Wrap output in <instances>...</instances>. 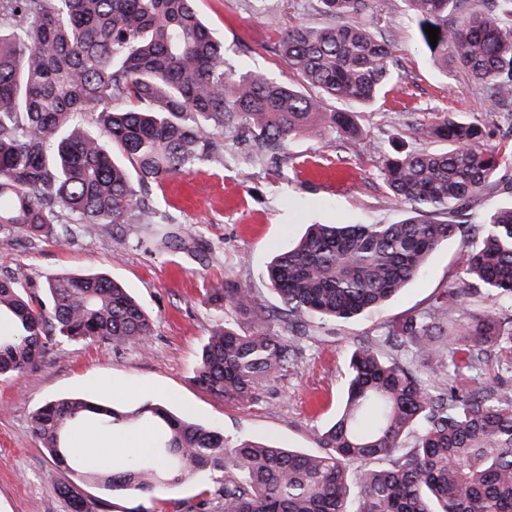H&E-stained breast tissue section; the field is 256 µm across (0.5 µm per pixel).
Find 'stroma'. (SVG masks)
<instances>
[{"label": "stroma", "instance_id": "stroma-1", "mask_svg": "<svg viewBox=\"0 0 512 512\" xmlns=\"http://www.w3.org/2000/svg\"><path fill=\"white\" fill-rule=\"evenodd\" d=\"M204 21L224 38V56L241 70L259 69L283 83L299 76L280 53L282 35L299 25L326 24L318 0H196ZM388 41L402 73L384 99L354 112L361 129L347 137L329 128L292 139L284 154L249 160L240 131L224 132V161L198 163L190 172L152 185L149 199L171 220L182 240L169 248L153 224H124L104 237L92 231L65 242L39 240L0 230V274L14 277L28 292L61 273H103L122 283L144 306L155 327L146 345L113 347L107 342H61L45 355L37 372L0 378V512H70L58 495L61 473L31 429V417L45 402L65 396L135 406L164 404L172 412L226 436L266 438L318 453V430L340 410L353 348L419 312L444 292L460 300L451 323L495 313L512 321V303L470 288L462 266L460 239L442 243L424 273L377 312L347 323L332 322L306 338L292 365L259 387L245 408L229 407L196 387L192 370L210 330L241 317L211 299L226 277L248 281L258 302L276 310L278 298L266 276L272 256L298 239L311 224H393L409 206L388 189L383 166L397 151H443L447 142L420 131L427 113H463L481 120L487 110L482 85L455 67L441 71L422 47L408 0H373L349 16ZM311 163L355 171L346 192L330 191ZM512 203V152L476 201L453 214L457 224H482ZM215 483L200 474L158 493L153 512H173L209 497Z\"/></svg>", "mask_w": 512, "mask_h": 512}]
</instances>
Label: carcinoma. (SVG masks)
Masks as SVG:
<instances>
[{
  "label": "carcinoma",
  "instance_id": "1",
  "mask_svg": "<svg viewBox=\"0 0 512 512\" xmlns=\"http://www.w3.org/2000/svg\"><path fill=\"white\" fill-rule=\"evenodd\" d=\"M334 18L361 13L367 0H321ZM422 44L439 64L455 58L485 85L488 112L480 122L437 117L427 136L448 142L441 152L389 158V188L410 205L396 224H313L283 246L267 267L281 303L279 317L300 328L348 321L379 309L420 273L427 257L450 238L481 234L463 254L475 289L512 300V204L476 227L436 218L474 202L500 167L501 153L481 142L499 111L512 106V0H410ZM454 19H448V16ZM440 30L431 46L424 27ZM282 56L303 78L299 87L258 70H237L224 59V41L201 20L195 0H0V229L30 238L62 240L70 220L102 236L119 224H164L140 198L142 188L188 172L203 160L224 161V129L250 133L262 159L320 124L355 135L346 110L373 103L396 78L394 55L361 27L330 23L289 29ZM45 297L0 276V315L15 332H0V377L32 374L62 342L143 345L153 320L116 281L96 274L47 278ZM248 319L242 331L215 328L192 373L195 385L227 405L244 407L258 385L288 367L298 341L271 330L274 316L238 280L214 291ZM452 296L436 299L385 333L381 343L356 348L348 360L343 408L319 432L325 449L312 455L258 439H229L156 403L135 408L80 397L49 401L32 430L57 469L74 471L69 432L96 421L122 425L134 441L149 430L153 459L128 470L91 471L83 478L116 497L144 499L158 489L208 472L219 477L199 512H512V399L480 377L497 350L512 354V328L496 315L448 327ZM448 330L466 346L455 360L435 340ZM407 343L424 360L416 370L394 350ZM392 353H381L379 345ZM473 374L474 386L433 389L423 376ZM417 431L412 446L405 438ZM389 460L374 468L370 462ZM360 469L350 474V463ZM360 488L349 507L350 482ZM57 491L72 512H106L71 481Z\"/></svg>",
  "mask_w": 512,
  "mask_h": 512
}]
</instances>
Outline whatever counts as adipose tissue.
<instances>
[{
  "instance_id": "obj_1",
  "label": "adipose tissue",
  "mask_w": 512,
  "mask_h": 512,
  "mask_svg": "<svg viewBox=\"0 0 512 512\" xmlns=\"http://www.w3.org/2000/svg\"><path fill=\"white\" fill-rule=\"evenodd\" d=\"M152 451L150 434H142L136 444L111 430L86 428L77 432L71 441L70 454L78 462L101 469L128 465L132 460L149 455Z\"/></svg>"
}]
</instances>
